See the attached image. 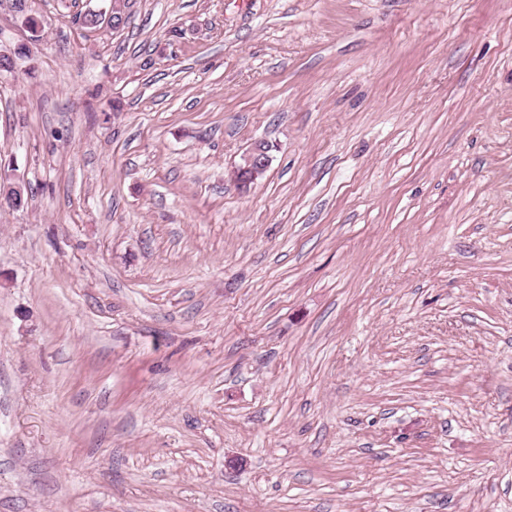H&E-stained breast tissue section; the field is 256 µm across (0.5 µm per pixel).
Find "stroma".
Returning <instances> with one entry per match:
<instances>
[{
	"label": "stroma",
	"mask_w": 512,
	"mask_h": 512,
	"mask_svg": "<svg viewBox=\"0 0 512 512\" xmlns=\"http://www.w3.org/2000/svg\"><path fill=\"white\" fill-rule=\"evenodd\" d=\"M30 6L0 512H512V0ZM271 164V156L264 148V143H256L248 151L239 164L232 172V177L236 185L242 191H248L253 187L257 176L266 172Z\"/></svg>",
	"instance_id": "stroma-1"
}]
</instances>
